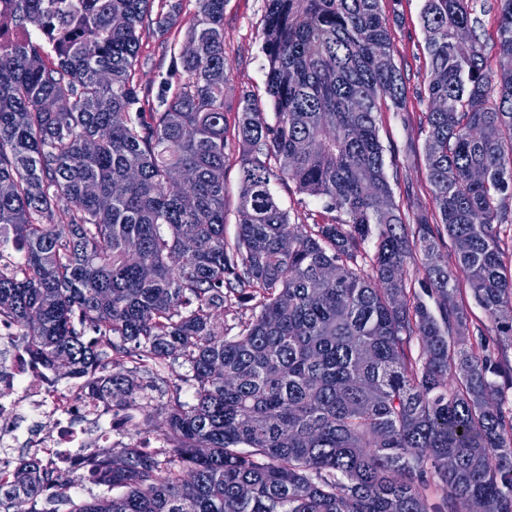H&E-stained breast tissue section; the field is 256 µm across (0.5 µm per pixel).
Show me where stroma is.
Returning a JSON list of instances; mask_svg holds the SVG:
<instances>
[{"instance_id": "stroma-1", "label": "stroma", "mask_w": 512, "mask_h": 512, "mask_svg": "<svg viewBox=\"0 0 512 512\" xmlns=\"http://www.w3.org/2000/svg\"><path fill=\"white\" fill-rule=\"evenodd\" d=\"M180 9L173 26H150L142 35V51L152 62L141 70L143 87H157L169 57L164 49L183 41L196 9L195 0H179ZM479 19L476 33L485 50L489 73L498 70L496 0H473ZM423 0H383L382 7L391 25L396 63L408 76V104L405 111L382 110L379 137L385 150L386 173L395 196L402 203L407 222L433 218L430 187L426 179L424 136L421 132L425 103L420 94L428 64L426 34L421 20ZM265 0H227L224 7V49L229 63L226 98L237 107L241 96L265 99L266 68L259 33L264 24Z\"/></svg>"}]
</instances>
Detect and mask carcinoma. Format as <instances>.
Here are the masks:
<instances>
[{
  "label": "carcinoma",
  "instance_id": "obj_1",
  "mask_svg": "<svg viewBox=\"0 0 512 512\" xmlns=\"http://www.w3.org/2000/svg\"><path fill=\"white\" fill-rule=\"evenodd\" d=\"M381 2L266 0L274 123L247 95L230 133L226 0H196L195 51L170 46L154 95L136 79L142 33L178 5L0 0V249L20 254L0 263V321L49 374L96 372L109 352L135 363L96 381L117 414L145 410L139 373L191 371L192 399L177 386L165 408L164 456L136 429L93 461L126 492L69 512H512V361L470 342L480 326L455 301L461 273L512 342V0H497L495 77L472 0H424L439 222L414 226L378 135L381 105L408 101ZM274 178L322 211L292 214ZM55 479L25 460L0 512H58ZM230 149L228 151L230 159L225 169L228 195L226 197L227 224L224 226V236L228 241L232 242L236 237L238 226L236 207L239 187V162L237 148L235 149L231 145Z\"/></svg>",
  "mask_w": 512,
  "mask_h": 512
}]
</instances>
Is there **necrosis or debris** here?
<instances>
[{
  "instance_id": "necrosis-or-debris-1",
  "label": "necrosis or debris",
  "mask_w": 512,
  "mask_h": 512,
  "mask_svg": "<svg viewBox=\"0 0 512 512\" xmlns=\"http://www.w3.org/2000/svg\"><path fill=\"white\" fill-rule=\"evenodd\" d=\"M0 447L23 445L59 472L80 471L86 458L112 445V412L90 396L83 378L66 385L34 364L14 327L0 324Z\"/></svg>"
}]
</instances>
